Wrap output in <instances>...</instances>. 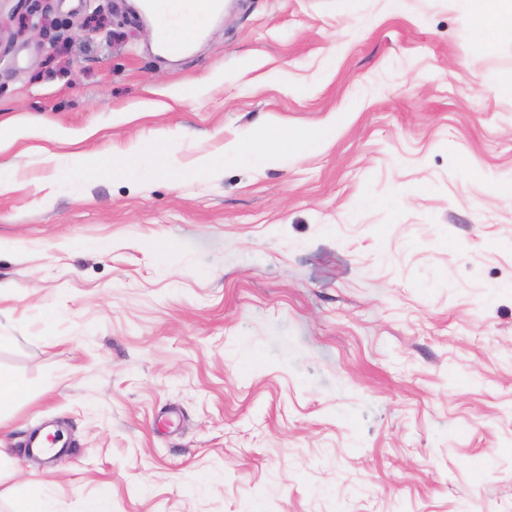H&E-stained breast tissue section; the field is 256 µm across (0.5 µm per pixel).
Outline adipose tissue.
Masks as SVG:
<instances>
[{"label": "adipose tissue", "mask_w": 512, "mask_h": 512, "mask_svg": "<svg viewBox=\"0 0 512 512\" xmlns=\"http://www.w3.org/2000/svg\"><path fill=\"white\" fill-rule=\"evenodd\" d=\"M469 15L484 38H494L506 25L512 26V0H465ZM342 115H334L331 124L291 130L285 127H260L252 137L228 153L213 154L201 159L194 167L176 169L168 163L169 141L153 142L149 150L155 169L165 171L176 181H185L204 171L223 168L226 161L239 165L269 166L283 161L289 152L305 153L314 150L331 138Z\"/></svg>", "instance_id": "adipose-tissue-1"}]
</instances>
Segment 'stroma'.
Listing matches in <instances>:
<instances>
[{
  "label": "stroma",
  "instance_id": "35a3bbf8",
  "mask_svg": "<svg viewBox=\"0 0 512 512\" xmlns=\"http://www.w3.org/2000/svg\"><path fill=\"white\" fill-rule=\"evenodd\" d=\"M131 5L0 6V512H512V31L464 0H226L163 56ZM337 112L271 167L77 171Z\"/></svg>",
  "mask_w": 512,
  "mask_h": 512
}]
</instances>
